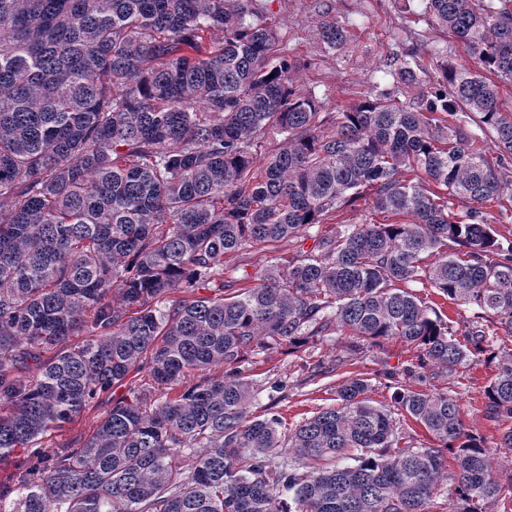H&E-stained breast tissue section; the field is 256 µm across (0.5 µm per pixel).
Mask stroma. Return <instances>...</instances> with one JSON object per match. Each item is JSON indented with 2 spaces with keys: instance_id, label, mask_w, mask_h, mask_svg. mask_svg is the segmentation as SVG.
Listing matches in <instances>:
<instances>
[{
  "instance_id": "1",
  "label": "stroma",
  "mask_w": 512,
  "mask_h": 512,
  "mask_svg": "<svg viewBox=\"0 0 512 512\" xmlns=\"http://www.w3.org/2000/svg\"><path fill=\"white\" fill-rule=\"evenodd\" d=\"M267 10L279 47L289 58L302 64L298 72L303 90L321 100L323 109L336 114L358 100L369 86L390 87L393 79L385 72L387 56L404 46L422 50L420 78L429 84L440 78L439 60L455 66H467L471 58L462 44L447 38L431 23L424 0H257ZM333 17L345 26L350 43L343 51L326 49L318 34L325 17ZM297 245L281 241L257 247L243 254L224 257V281L232 288L251 286L252 275L263 269L272 256L291 257ZM350 336L334 333L315 339L297 350L280 347L274 353L256 358L252 371L255 397L250 412L263 416L273 409L292 431L321 409L335 406L338 383L351 376L368 379V398L374 405L392 407V388L375 375L383 367H402L417 356L412 345L398 339L350 355ZM334 365L330 377L321 381L307 378V366L316 361ZM495 374L491 364L472 367L465 376H443L431 383L435 393L454 397L466 424L483 436L494 448L492 469L501 483L512 480V450L499 447L504 424L490 421L486 414L485 388ZM285 378V392L273 391L271 384Z\"/></svg>"
}]
</instances>
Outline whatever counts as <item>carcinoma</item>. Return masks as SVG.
<instances>
[{
    "instance_id": "1",
    "label": "carcinoma",
    "mask_w": 512,
    "mask_h": 512,
    "mask_svg": "<svg viewBox=\"0 0 512 512\" xmlns=\"http://www.w3.org/2000/svg\"><path fill=\"white\" fill-rule=\"evenodd\" d=\"M426 13L474 67L442 63L422 88L417 48L394 52L396 86L333 120L253 0H0V458L33 449L0 512H426L449 458L451 512L503 495L445 393L394 391L437 448L413 446L361 377L287 435L248 412L255 355L346 332L352 354L418 349L388 380L499 360L487 417L512 421V353L489 344L512 337V245L484 209L509 185L512 0ZM320 35L348 45L337 20ZM270 130L283 139L255 173ZM367 190L384 222L310 234ZM307 237L226 290V254ZM417 284L477 313L460 333ZM121 386L90 435L39 444Z\"/></svg>"
}]
</instances>
